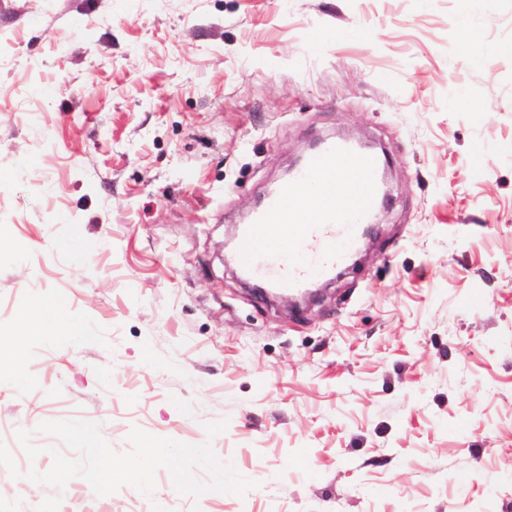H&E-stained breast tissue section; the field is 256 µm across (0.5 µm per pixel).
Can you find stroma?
Returning <instances> with one entry per match:
<instances>
[{
	"label": "stroma",
	"instance_id": "1",
	"mask_svg": "<svg viewBox=\"0 0 512 512\" xmlns=\"http://www.w3.org/2000/svg\"><path fill=\"white\" fill-rule=\"evenodd\" d=\"M468 31L512 40V0H0V512H512V55L469 65ZM336 135L388 198L295 309L224 245ZM42 300L62 323L24 335ZM52 420L254 487L58 493L27 476L69 452Z\"/></svg>",
	"mask_w": 512,
	"mask_h": 512
}]
</instances>
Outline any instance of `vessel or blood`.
<instances>
[{
  "label": "vessel or blood",
  "mask_w": 512,
  "mask_h": 512,
  "mask_svg": "<svg viewBox=\"0 0 512 512\" xmlns=\"http://www.w3.org/2000/svg\"><path fill=\"white\" fill-rule=\"evenodd\" d=\"M380 158L345 141L311 152L240 228L241 264L299 294L343 266L381 203Z\"/></svg>",
  "instance_id": "b4317fda"
}]
</instances>
